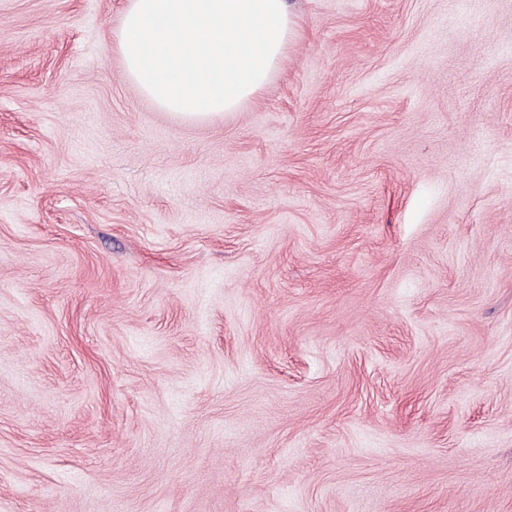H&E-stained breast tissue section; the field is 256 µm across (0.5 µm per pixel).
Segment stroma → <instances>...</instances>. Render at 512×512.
I'll list each match as a JSON object with an SVG mask.
<instances>
[{
  "instance_id": "35a3bbf8",
  "label": "stroma",
  "mask_w": 512,
  "mask_h": 512,
  "mask_svg": "<svg viewBox=\"0 0 512 512\" xmlns=\"http://www.w3.org/2000/svg\"><path fill=\"white\" fill-rule=\"evenodd\" d=\"M125 0H0V512H512V0H288L238 112Z\"/></svg>"
}]
</instances>
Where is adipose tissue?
<instances>
[{
  "mask_svg": "<svg viewBox=\"0 0 512 512\" xmlns=\"http://www.w3.org/2000/svg\"><path fill=\"white\" fill-rule=\"evenodd\" d=\"M287 0H125L124 74L190 120L234 112L270 80L296 32Z\"/></svg>",
  "mask_w": 512,
  "mask_h": 512,
  "instance_id": "1",
  "label": "adipose tissue"
}]
</instances>
